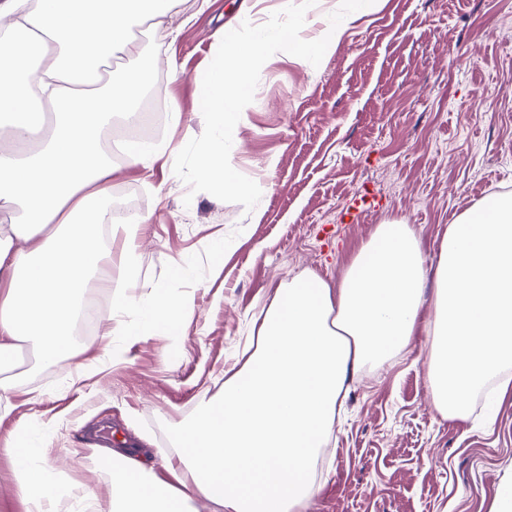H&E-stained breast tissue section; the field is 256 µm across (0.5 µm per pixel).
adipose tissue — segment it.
<instances>
[{
  "label": "adipose tissue",
  "instance_id": "ef3b65f1",
  "mask_svg": "<svg viewBox=\"0 0 512 512\" xmlns=\"http://www.w3.org/2000/svg\"><path fill=\"white\" fill-rule=\"evenodd\" d=\"M0 0V19L36 58L11 55L0 41V364L20 344L60 363L72 349L75 295L110 256L98 230L115 169L99 132L115 112H133L155 72L141 68L99 86L98 66L113 53L135 55L133 23L168 31L176 0ZM434 278V313L422 319ZM118 306L129 333L178 332L189 309L157 292L145 308ZM431 338L427 381L443 417L464 421L471 397L512 366V196L493 195L449 225L435 269H428L411 225L377 227L330 286L317 274L272 297L248 360L177 437L178 459L162 472L125 458L113 465L112 512H299L317 485L314 463L329 438L346 382L371 364ZM47 469L17 460L27 512H53L60 489Z\"/></svg>",
  "mask_w": 512,
  "mask_h": 512
}]
</instances>
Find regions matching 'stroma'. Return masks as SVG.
Listing matches in <instances>:
<instances>
[{
  "label": "stroma",
  "mask_w": 512,
  "mask_h": 512,
  "mask_svg": "<svg viewBox=\"0 0 512 512\" xmlns=\"http://www.w3.org/2000/svg\"><path fill=\"white\" fill-rule=\"evenodd\" d=\"M284 0H180L179 29H131L136 56L162 84L164 119L151 136L166 152L150 169L126 166L100 136L145 224L135 273L107 268L89 293L103 305L110 347L75 345L68 362L33 355L0 409V512H25L7 441L38 438L69 507L112 512L109 461L86 438L111 423L112 445L147 465L173 456L178 431L224 392L223 369L251 340L280 288L313 272L338 285L382 224L412 225L435 268L448 226L488 196L512 194V0H374L355 14L319 65L282 54L262 67L230 152L262 196L253 211L189 193L173 171L204 130L196 77L222 36L263 24ZM191 203H184V196ZM189 297L175 335L125 334L117 296L146 305L157 291ZM429 341L346 383L345 413L319 449L317 496L304 512H494L512 487V391L481 390L464 422L444 418L427 383Z\"/></svg>",
  "instance_id": "35a3bbf8"
}]
</instances>
